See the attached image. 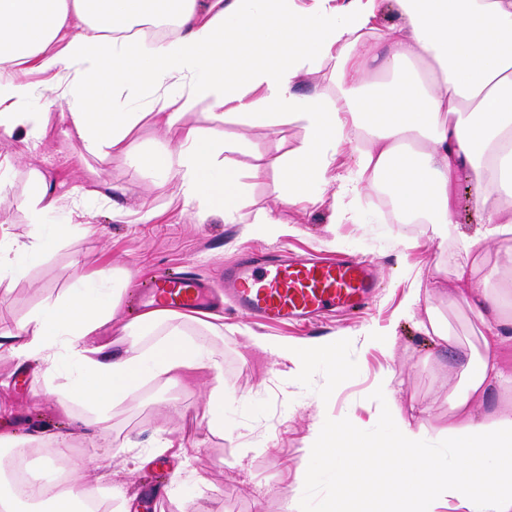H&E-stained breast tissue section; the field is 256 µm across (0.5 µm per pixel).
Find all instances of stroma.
<instances>
[{"instance_id": "stroma-1", "label": "stroma", "mask_w": 512, "mask_h": 512, "mask_svg": "<svg viewBox=\"0 0 512 512\" xmlns=\"http://www.w3.org/2000/svg\"><path fill=\"white\" fill-rule=\"evenodd\" d=\"M33 105L50 114L41 144L31 145L20 132L0 134V178L7 183L0 195V231L28 241L31 226L20 202L40 175L57 194L83 197L84 208L46 216L41 232L54 242L30 259L24 279L0 283V328L16 329L33 310L74 287L77 267L88 274L107 271L121 288L111 332L118 344L124 325L140 313L135 294L141 282L160 272L190 267L216 284L237 257L270 249L299 256L347 252L378 266V288L368 306L315 332L297 324L248 321L228 303L219 310L223 336L183 319L188 336L223 356L226 429L221 433L210 429L203 397L209 371H197L179 385L146 382L102 421L82 405L60 403L56 390L76 370L69 359L49 370L33 359L0 357V408L20 435L68 438L76 490L97 494L106 512H285L290 502L304 512H320L325 501L342 492L335 472H323L313 484L299 482L298 475L309 462L306 439L321 414L344 416L355 435L380 443L388 428L370 392L388 376L408 418L431 430L447 426L461 368L453 349L427 335L429 318L447 324L458 346L482 349L483 327L465 299L483 282L457 274L464 268H495L494 287L512 286V271L501 266L500 245L480 239L471 177L461 175L455 184V226L448 239L436 237L427 223L416 229L396 223L389 203L366 181L346 197L348 217L338 224L335 194L341 178L356 169V142L341 144L333 180L317 201L285 209L279 205L282 180L275 161L300 143V124L212 123L216 139L243 140L233 158L248 202L245 212L274 211L281 226L271 235L256 224L226 222L217 213L199 217L197 205L185 203L174 182L130 165L123 153L88 154L81 141L64 136L68 116L54 93L40 92ZM63 224L74 225V232L58 234ZM465 238L475 242L471 251L461 246ZM368 330L393 332V348L366 343ZM254 336L306 346L332 341L339 356L357 367L337 376L328 363L315 359L298 380L291 363L254 348ZM161 439L186 449L197 479H175L176 461L168 456L138 466L128 442L145 452Z\"/></svg>"}]
</instances>
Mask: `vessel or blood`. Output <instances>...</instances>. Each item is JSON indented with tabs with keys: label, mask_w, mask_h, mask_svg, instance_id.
I'll return each mask as SVG.
<instances>
[{
	"label": "vessel or blood",
	"mask_w": 512,
	"mask_h": 512,
	"mask_svg": "<svg viewBox=\"0 0 512 512\" xmlns=\"http://www.w3.org/2000/svg\"><path fill=\"white\" fill-rule=\"evenodd\" d=\"M377 283L372 262L339 253L293 258L259 253L224 269V294L246 317L314 323L324 314L364 305ZM205 285L193 272L162 273L146 290L155 307L183 311L205 305Z\"/></svg>",
	"instance_id": "obj_1"
}]
</instances>
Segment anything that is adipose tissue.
<instances>
[{
    "label": "adipose tissue",
    "instance_id": "1",
    "mask_svg": "<svg viewBox=\"0 0 512 512\" xmlns=\"http://www.w3.org/2000/svg\"><path fill=\"white\" fill-rule=\"evenodd\" d=\"M387 1L399 22L376 46L365 35ZM168 19L175 26L170 39L148 46L131 32L137 22ZM371 60L390 74L388 84L368 85ZM328 63L346 94L298 93L300 76ZM40 89L56 94L69 116L66 136L81 140L88 153L123 152L176 181L200 211L228 221L245 206L231 158L239 146L218 144L205 124L220 119L264 128L294 121L304 137L279 161L282 207L312 198L328 183L336 149L355 129L363 141L357 169L340 188L335 223L347 217L344 196L368 176L388 189L404 223L425 221L447 238L450 188L466 171L481 188L475 204L484 211V239H512V211L489 203L494 196L512 199V0H0V133L43 139L49 114L31 105ZM200 100L209 101V111L187 121ZM149 115L176 132L175 152L142 156L129 145V134ZM222 150L229 157L220 164ZM44 245L39 235L25 243L0 234V281L24 278L30 255ZM120 295L106 272L79 276L76 288L32 312L16 332H1L0 353L49 368L70 357L78 375L61 384L60 401L98 413L145 380L177 382L189 371L210 370V424L223 430L222 361L188 341L180 312L167 309L127 323L128 339L113 352L106 334ZM503 305L497 288L471 298L486 337L483 352L463 359V387L446 431L449 458L424 447L425 425L404 417L387 379L372 397L392 430L388 446L350 438L338 419L314 425L307 439L314 462L303 479L333 470L344 491L322 512H344V498L363 494L376 478L389 488L386 512H437L445 499L466 501L472 512H512V408L482 416L474 410L476 400L508 382L502 355L512 346V320ZM145 325L162 327L161 338L149 345L135 340ZM251 342L291 362L299 377L314 357L354 367L331 342L312 348L264 336ZM79 500L75 491L40 484L25 502L9 484L0 485V512H76Z\"/></svg>",
    "mask_w": 512,
    "mask_h": 512
}]
</instances>
